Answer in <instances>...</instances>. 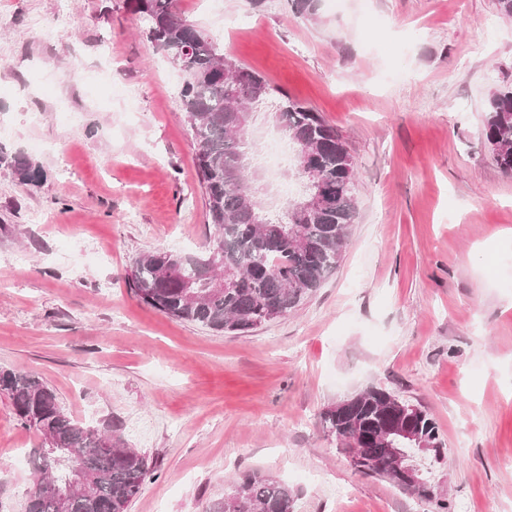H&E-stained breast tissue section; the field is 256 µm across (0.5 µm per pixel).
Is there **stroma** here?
Returning <instances> with one entry per match:
<instances>
[{
  "instance_id": "stroma-1",
  "label": "stroma",
  "mask_w": 512,
  "mask_h": 512,
  "mask_svg": "<svg viewBox=\"0 0 512 512\" xmlns=\"http://www.w3.org/2000/svg\"><path fill=\"white\" fill-rule=\"evenodd\" d=\"M178 5L346 141L359 214L340 265L244 334L140 301L139 252L209 240L182 76L126 0H0V147L46 173L25 184L0 166V367L145 454L127 512H206L251 469L294 487L293 512H433L355 471L324 426L370 386L436 421L450 512H512V176L480 135L512 80V20L495 0H318L312 18L286 0ZM237 15L247 25L224 29ZM39 445L1 394L0 512H23Z\"/></svg>"
}]
</instances>
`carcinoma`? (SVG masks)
I'll return each mask as SVG.
<instances>
[{
	"instance_id": "1",
	"label": "carcinoma",
	"mask_w": 512,
	"mask_h": 512,
	"mask_svg": "<svg viewBox=\"0 0 512 512\" xmlns=\"http://www.w3.org/2000/svg\"><path fill=\"white\" fill-rule=\"evenodd\" d=\"M127 3L147 24L156 48L185 65L179 106L213 227L201 252L139 253L132 260L130 288L165 315L215 331L245 333L287 316L336 271L358 217L355 165L345 140L318 112L219 50L181 15L177 0ZM267 102L274 107L272 122L294 150L293 176L302 182L303 194L317 191L314 180L323 195L309 207L298 197L290 199L274 217L248 185L249 123L242 121L252 106ZM481 135L497 167L512 175V85L489 95ZM15 171L27 183L43 176L25 162H16ZM0 394L10 398L20 423L41 437V447L32 453L38 484L24 512H58L57 491L66 488V512H126L151 474L144 454L117 435L69 417L55 391L31 374L0 369ZM322 419L339 444L357 449L351 461L356 471L383 477L433 502L435 512H448V499L430 479L445 440L426 410L368 387L347 405L329 406ZM394 428L433 447L418 463L420 482L412 486L390 463V449L406 447L402 437L389 434ZM74 464L84 467L88 478L71 488ZM294 499L287 481L252 470L240 474L208 512H293Z\"/></svg>"
}]
</instances>
